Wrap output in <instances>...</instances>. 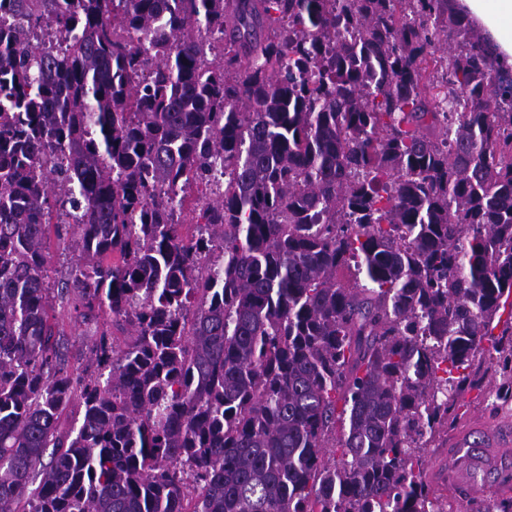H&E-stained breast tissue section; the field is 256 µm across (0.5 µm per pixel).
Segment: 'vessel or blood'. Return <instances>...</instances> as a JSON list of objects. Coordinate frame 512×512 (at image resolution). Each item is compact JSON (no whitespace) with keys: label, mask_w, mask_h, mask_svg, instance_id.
Segmentation results:
<instances>
[{"label":"vessel or blood","mask_w":512,"mask_h":512,"mask_svg":"<svg viewBox=\"0 0 512 512\" xmlns=\"http://www.w3.org/2000/svg\"><path fill=\"white\" fill-rule=\"evenodd\" d=\"M448 485L485 497L512 489V427L475 423L450 442Z\"/></svg>","instance_id":"1"}]
</instances>
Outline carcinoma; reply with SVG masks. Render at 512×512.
Returning a JSON list of instances; mask_svg holds the SVG:
<instances>
[{"instance_id":"1","label":"carcinoma","mask_w":512,"mask_h":512,"mask_svg":"<svg viewBox=\"0 0 512 512\" xmlns=\"http://www.w3.org/2000/svg\"><path fill=\"white\" fill-rule=\"evenodd\" d=\"M2 15L0 512H448L422 449L481 356L512 396V66L485 34L454 0ZM58 308L96 323L76 374Z\"/></svg>"}]
</instances>
